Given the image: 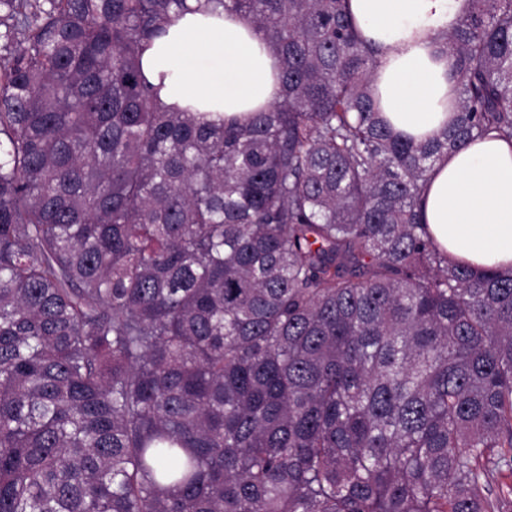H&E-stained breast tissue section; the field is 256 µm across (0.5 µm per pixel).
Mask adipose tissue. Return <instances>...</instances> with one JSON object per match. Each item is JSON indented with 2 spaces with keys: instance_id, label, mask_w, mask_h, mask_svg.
Segmentation results:
<instances>
[{
  "instance_id": "ef3b65f1",
  "label": "adipose tissue",
  "mask_w": 512,
  "mask_h": 512,
  "mask_svg": "<svg viewBox=\"0 0 512 512\" xmlns=\"http://www.w3.org/2000/svg\"><path fill=\"white\" fill-rule=\"evenodd\" d=\"M377 53L373 89L394 130L423 140L457 107L454 60L439 38L468 0H348ZM146 79L177 110L247 118L280 96L278 60L249 20L187 12L141 57ZM435 244L473 268L512 267V142L488 136L439 160L422 195Z\"/></svg>"
}]
</instances>
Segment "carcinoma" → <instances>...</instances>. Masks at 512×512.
Returning <instances> with one entry per match:
<instances>
[{"instance_id":"carcinoma-1","label":"carcinoma","mask_w":512,"mask_h":512,"mask_svg":"<svg viewBox=\"0 0 512 512\" xmlns=\"http://www.w3.org/2000/svg\"><path fill=\"white\" fill-rule=\"evenodd\" d=\"M196 2L273 48L268 111L160 102L141 55L187 0H0V512H512V269L419 211L512 139V0L444 36L426 141L346 0Z\"/></svg>"}]
</instances>
